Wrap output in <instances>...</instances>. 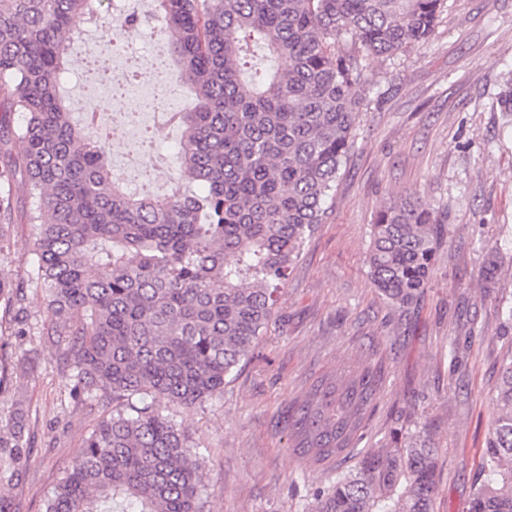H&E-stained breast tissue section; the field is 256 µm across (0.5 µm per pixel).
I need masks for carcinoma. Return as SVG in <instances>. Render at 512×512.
<instances>
[{"label": "carcinoma", "instance_id": "obj_1", "mask_svg": "<svg viewBox=\"0 0 512 512\" xmlns=\"http://www.w3.org/2000/svg\"><path fill=\"white\" fill-rule=\"evenodd\" d=\"M103 0H0V254L13 185L27 200L32 282L54 308L44 332L71 371L72 398L102 408L45 512H202L185 431L154 410L194 405L254 351L278 286L325 223L366 99L361 59L428 40L445 0H154L173 62L160 78L188 98L160 109L177 127L174 188L134 194L112 173L99 105L72 118L62 78L83 26L137 31ZM195 182L199 193L182 190ZM446 235L440 215L400 199L379 210L366 258L395 309L423 298ZM498 272L490 247L482 288ZM23 289L0 279L13 310ZM382 367L330 372L288 405L289 449L333 476L304 512H434L437 449L427 430L363 440ZM138 398L139 403L131 402ZM465 512H512V353L503 359ZM356 459L347 469L336 461ZM24 419L0 426V476L28 465Z\"/></svg>", "mask_w": 512, "mask_h": 512}]
</instances>
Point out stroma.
Segmentation results:
<instances>
[{"label":"stroma","mask_w":512,"mask_h":512,"mask_svg":"<svg viewBox=\"0 0 512 512\" xmlns=\"http://www.w3.org/2000/svg\"><path fill=\"white\" fill-rule=\"evenodd\" d=\"M89 31L72 51L76 111L108 100L82 79V59L108 53ZM370 100L356 120L324 224L306 239L276 313L250 360L223 395L193 406L159 398L155 409L188 431L207 487L205 512H302L330 475L288 447L283 414L324 372L384 368L363 447L397 428L426 425L439 453L435 512H463L490 427L503 356L502 307L512 304V112L497 100L512 88V0H447L433 36L393 58L362 60ZM0 278L23 289L28 333L0 330V419L24 414L26 470L0 483L15 512H45V497L79 454L98 416L70 396V372L42 331L55 317L30 279L34 255L25 197ZM412 197L448 215L424 298L392 309L367 275L370 224L390 201ZM498 246V286L484 296L489 246ZM458 348V368L445 352Z\"/></svg>","instance_id":"35a3bbf8"}]
</instances>
